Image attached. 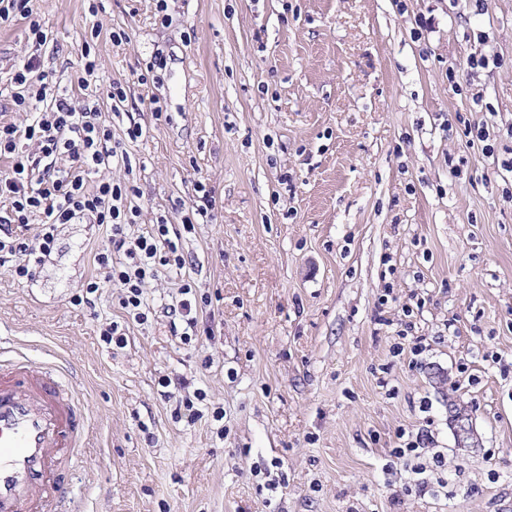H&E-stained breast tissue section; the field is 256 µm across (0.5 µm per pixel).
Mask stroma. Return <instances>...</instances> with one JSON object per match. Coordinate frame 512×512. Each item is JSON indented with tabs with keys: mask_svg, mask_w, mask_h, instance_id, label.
<instances>
[{
	"mask_svg": "<svg viewBox=\"0 0 512 512\" xmlns=\"http://www.w3.org/2000/svg\"><path fill=\"white\" fill-rule=\"evenodd\" d=\"M156 5L32 0L43 47L0 27V122L29 119L9 97L21 61L67 87L91 42L130 160L103 176L139 188L138 230L213 200L181 233L186 270L146 281L142 323L115 285L73 303L106 241L90 218L60 225L33 280L0 267V338L62 357L86 396L82 512H512V0ZM153 60L162 81L139 84ZM186 274L208 302L188 342ZM110 321L124 347L100 338ZM198 391L202 419L176 417ZM422 430L421 456H397Z\"/></svg>",
	"mask_w": 512,
	"mask_h": 512,
	"instance_id": "stroma-1",
	"label": "stroma"
}]
</instances>
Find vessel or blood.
I'll use <instances>...</instances> for the list:
<instances>
[{
  "instance_id": "b4317fda",
  "label": "vessel or blood",
  "mask_w": 512,
  "mask_h": 512,
  "mask_svg": "<svg viewBox=\"0 0 512 512\" xmlns=\"http://www.w3.org/2000/svg\"><path fill=\"white\" fill-rule=\"evenodd\" d=\"M64 373V363L37 366L0 344V512H47L67 498L91 425Z\"/></svg>"
}]
</instances>
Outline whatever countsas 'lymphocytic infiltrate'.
Returning a JSON list of instances; mask_svg holds the SVG:
<instances>
[{"mask_svg":"<svg viewBox=\"0 0 512 512\" xmlns=\"http://www.w3.org/2000/svg\"><path fill=\"white\" fill-rule=\"evenodd\" d=\"M44 80L37 59L19 66L12 77L16 110H30L35 100L44 107L25 126L0 123V156L11 160L0 172V200L8 204L0 218V267L9 266L16 279H33L53 249L59 225L93 217L108 236L95 255L99 275L88 282L87 293L118 285L121 308L135 321H146V280L167 269H183L186 260L167 222L147 233L135 231V186L100 178V171L126 156L113 145L105 116L96 106L76 104L73 94L48 93ZM31 144L36 152H28ZM62 157L68 166H57ZM35 216L41 222L34 226L30 220Z\"/></svg>","mask_w":512,"mask_h":512,"instance_id":"lymphocytic-infiltrate-1","label":"lymphocytic infiltrate"}]
</instances>
